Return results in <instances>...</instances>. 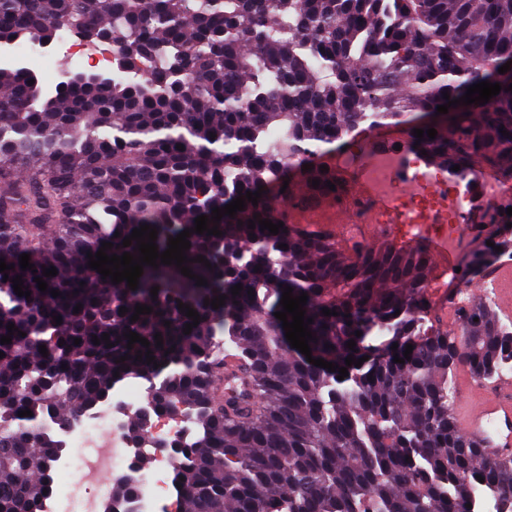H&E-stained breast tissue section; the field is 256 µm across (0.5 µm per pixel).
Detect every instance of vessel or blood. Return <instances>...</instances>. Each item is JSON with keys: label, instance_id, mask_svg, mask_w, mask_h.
<instances>
[{"label": "vessel or blood", "instance_id": "b4317fda", "mask_svg": "<svg viewBox=\"0 0 512 512\" xmlns=\"http://www.w3.org/2000/svg\"><path fill=\"white\" fill-rule=\"evenodd\" d=\"M301 232L312 233L336 241L348 236V224H304ZM474 239L471 225H461L456 238L427 235L426 250L433 263L429 281L431 298L439 327L471 305L478 292L466 285L458 268L465 248ZM496 297L501 314L512 315V264L504 263L491 271L487 280ZM452 412L460 430L480 448L483 458L512 461V379L503 377L491 384L475 385L470 375L461 376L456 385Z\"/></svg>", "mask_w": 512, "mask_h": 512}]
</instances>
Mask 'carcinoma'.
I'll return each mask as SVG.
<instances>
[{
	"instance_id": "carcinoma-1",
	"label": "carcinoma",
	"mask_w": 512,
	"mask_h": 512,
	"mask_svg": "<svg viewBox=\"0 0 512 512\" xmlns=\"http://www.w3.org/2000/svg\"><path fill=\"white\" fill-rule=\"evenodd\" d=\"M62 29L111 42L124 65L43 87L11 49L52 43ZM0 49V259L12 266L0 273V337L17 328L0 343V512H43L62 429L112 402L128 377L148 382L152 415L193 423L167 444L180 512H471L479 497L512 502V464L481 457L451 412L458 370L482 382L512 370V327L479 301L460 312L458 331L433 330L421 245L357 244L345 258L288 225L276 235L248 229L256 213L285 221L270 190L296 169L308 197H339L345 181L320 169L323 156L363 125L406 126L408 145L442 169L469 173L481 161L511 176L512 69L490 74L512 62V0H0ZM488 80L502 88L488 103L419 122ZM431 127L434 139L413 134ZM259 189L258 205L208 222L221 236L187 237L186 266L205 286L174 264L143 266L135 290L88 268L104 242L109 255L139 256L137 241L122 242L142 225L156 228L163 252L198 216ZM489 241L464 276L497 256L501 242ZM235 250L246 251L239 266L227 261ZM23 253L37 273L21 269ZM51 266L57 275L43 277ZM18 275L31 298L14 292ZM285 286L308 295L312 357L347 367L344 379L286 340L274 316ZM222 295L219 308L204 304ZM181 302L200 315L188 335ZM138 304L152 312L133 321ZM131 331L149 346L127 348ZM408 344L410 359L394 362ZM350 355L368 360L348 367ZM128 432L148 443L140 411Z\"/></svg>"
}]
</instances>
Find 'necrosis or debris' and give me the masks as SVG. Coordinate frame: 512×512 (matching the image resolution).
<instances>
[{
  "instance_id": "obj_1",
  "label": "necrosis or debris",
  "mask_w": 512,
  "mask_h": 512,
  "mask_svg": "<svg viewBox=\"0 0 512 512\" xmlns=\"http://www.w3.org/2000/svg\"><path fill=\"white\" fill-rule=\"evenodd\" d=\"M23 56L44 60L64 58L77 68H108L112 49L92 46L61 33L52 49L26 44ZM328 162L344 179L367 182L375 198L393 204L400 223L412 235L426 232L429 220L440 230L455 233L473 204L472 188L465 181H451L446 170L430 165L410 149L395 150L360 140L357 150H339ZM144 386L119 385L112 390L111 404L81 416L61 434L65 445L55 465L56 486L43 512H97L112 497V478L131 474L136 486L135 512H172L179 493L172 478L165 445L188 434L184 420L160 416L149 433L151 446L125 443L124 431L133 410L144 404ZM153 467H143L144 458Z\"/></svg>"
}]
</instances>
